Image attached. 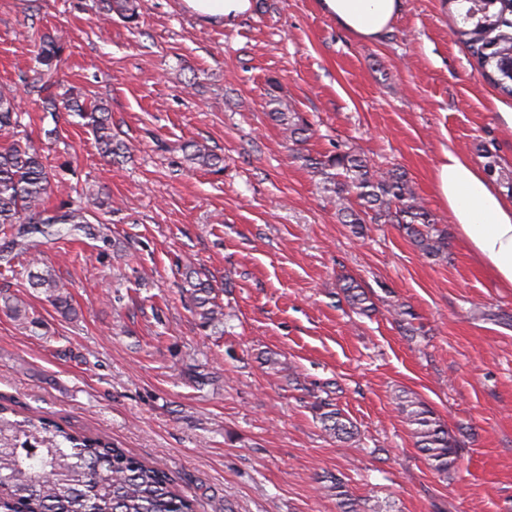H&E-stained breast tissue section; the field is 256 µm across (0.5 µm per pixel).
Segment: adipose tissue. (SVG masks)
Segmentation results:
<instances>
[{
    "mask_svg": "<svg viewBox=\"0 0 512 512\" xmlns=\"http://www.w3.org/2000/svg\"><path fill=\"white\" fill-rule=\"evenodd\" d=\"M195 16L227 25L250 13L254 0H183ZM402 0H321L325 13L352 35L380 39L399 13ZM437 193L469 250L496 282L512 288V202L461 154L446 150L433 171Z\"/></svg>",
    "mask_w": 512,
    "mask_h": 512,
    "instance_id": "ef3b65f1",
    "label": "adipose tissue"
}]
</instances>
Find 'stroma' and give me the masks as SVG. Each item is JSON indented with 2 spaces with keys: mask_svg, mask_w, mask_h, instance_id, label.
I'll use <instances>...</instances> for the list:
<instances>
[{
  "mask_svg": "<svg viewBox=\"0 0 512 512\" xmlns=\"http://www.w3.org/2000/svg\"><path fill=\"white\" fill-rule=\"evenodd\" d=\"M456 9L403 0L371 42L320 0H260L230 27L183 0H143L133 23L103 20L102 0H0V86L56 167L49 206L82 189L112 206L110 244L39 248L69 314L27 278L0 276V403L112 439L199 512H339L329 475L362 512H512V288L450 228L432 179L448 149L480 170L491 156L512 169V99L454 35ZM56 32L67 38L60 79L107 101L127 157L107 162L87 128L53 122L28 94L38 37ZM272 79L308 142L268 117ZM191 142L222 170L189 161ZM338 148L407 172L449 228L447 261L396 225L358 237L339 222L303 161ZM344 275L372 295L371 316L345 302ZM200 278L224 307L219 326L197 313ZM397 306L418 334L395 321ZM404 391L457 440L448 474L416 449L396 405ZM324 397L356 440L324 431L312 410Z\"/></svg>",
  "mask_w": 512,
  "mask_h": 512,
  "instance_id": "1",
  "label": "stroma"
}]
</instances>
